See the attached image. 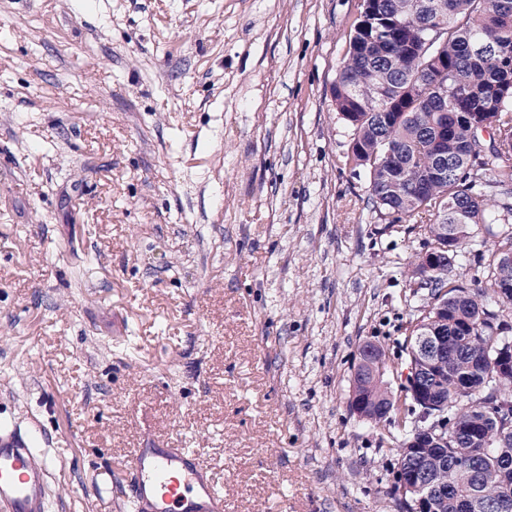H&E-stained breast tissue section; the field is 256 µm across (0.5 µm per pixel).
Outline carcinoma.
Listing matches in <instances>:
<instances>
[{
	"mask_svg": "<svg viewBox=\"0 0 512 512\" xmlns=\"http://www.w3.org/2000/svg\"><path fill=\"white\" fill-rule=\"evenodd\" d=\"M391 40L369 48V56L348 52L332 85L335 109L350 101L354 167L368 178L375 211L396 219L432 218L424 245L448 243L437 264H418L422 311L430 330L444 337L440 355L425 380L422 397L406 394L400 412L419 417L424 409L446 418L444 433L415 426L406 434L396 479L426 473L424 494L431 512H512V371L499 369L496 356L512 344V169L493 172L503 160L469 127L448 118L439 130V112H470L494 130L512 132V0H378ZM440 28L437 41L405 47L409 26ZM413 85L422 101L402 95ZM391 110L393 121L379 122ZM448 155V177L434 178L438 154ZM500 224L501 240L488 255L484 285L453 283L465 259L473 228ZM379 421L381 408L394 405L382 372L359 365L350 411L357 401Z\"/></svg>",
	"mask_w": 512,
	"mask_h": 512,
	"instance_id": "1",
	"label": "carcinoma"
}]
</instances>
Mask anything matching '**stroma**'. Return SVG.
<instances>
[{
	"instance_id": "obj_1",
	"label": "stroma",
	"mask_w": 512,
	"mask_h": 512,
	"mask_svg": "<svg viewBox=\"0 0 512 512\" xmlns=\"http://www.w3.org/2000/svg\"><path fill=\"white\" fill-rule=\"evenodd\" d=\"M361 0H0V421L49 512H133L194 449L224 512H405L419 225L379 219L331 104ZM375 351L379 356L384 358V353L381 348L377 347ZM376 353L370 346H363L361 350V358L365 357L366 360H360L359 366L355 372L349 408L351 412L368 418L367 420L381 421L384 414L385 416H389L394 410V408L391 407L390 409L385 408L384 414L380 412L385 404L389 406L394 405L391 390L384 382L382 372L361 364L365 362L370 366L381 368V358L378 357ZM358 400L364 402L366 407L373 409L377 415H374L371 411H366L365 413L360 412L357 407Z\"/></svg>"
}]
</instances>
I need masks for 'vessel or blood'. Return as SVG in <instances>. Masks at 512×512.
Here are the masks:
<instances>
[{
	"label": "vessel or blood",
	"instance_id": "1",
	"mask_svg": "<svg viewBox=\"0 0 512 512\" xmlns=\"http://www.w3.org/2000/svg\"><path fill=\"white\" fill-rule=\"evenodd\" d=\"M32 436L0 424V512H47L48 474ZM136 512H224V492L188 448L136 449L129 467Z\"/></svg>",
	"mask_w": 512,
	"mask_h": 512
}]
</instances>
